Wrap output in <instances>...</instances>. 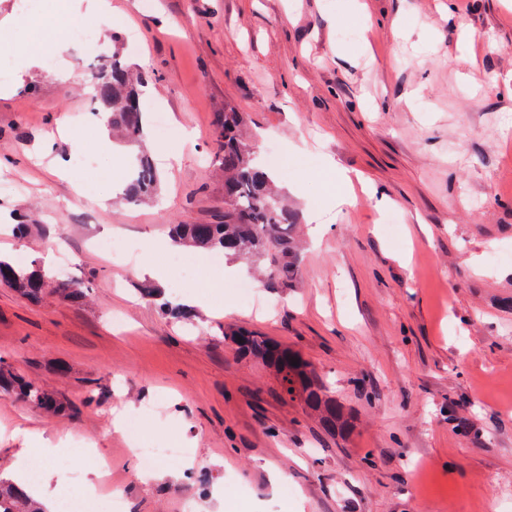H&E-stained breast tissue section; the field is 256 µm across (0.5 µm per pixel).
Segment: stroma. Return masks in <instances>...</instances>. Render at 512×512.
<instances>
[{
    "mask_svg": "<svg viewBox=\"0 0 512 512\" xmlns=\"http://www.w3.org/2000/svg\"><path fill=\"white\" fill-rule=\"evenodd\" d=\"M106 52L142 79L157 190L130 203L134 151L101 132L69 41L54 69H21L14 45L47 19L72 23L69 0L28 13L0 0V252L73 258L79 302H30L0 284V356L72 405L51 417L0 395V474L30 449L82 462L92 439L112 459L126 512H512V0H111ZM60 69L70 79L57 77ZM243 112L278 174L300 240L291 287H262V310L194 259L196 323L178 321L184 272L169 266L176 224L224 219L214 117ZM82 134H74V123ZM193 133L183 141L182 130ZM87 156L91 172L51 173ZM390 200L329 208L314 180L326 160ZM323 227L315 229L313 215ZM33 226L27 237L13 224ZM154 245L100 253L97 239ZM160 295L144 296V284ZM124 324L115 327L113 314ZM231 330L297 352L353 420L329 430L288 400L276 368L241 352ZM139 416L144 440L177 439L189 463L143 477L113 412ZM467 418L457 432L449 415Z\"/></svg>",
    "mask_w": 512,
    "mask_h": 512,
    "instance_id": "obj_1",
    "label": "stroma"
}]
</instances>
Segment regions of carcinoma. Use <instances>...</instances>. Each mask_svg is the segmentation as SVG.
Wrapping results in <instances>:
<instances>
[{
    "label": "carcinoma",
    "instance_id": "obj_1",
    "mask_svg": "<svg viewBox=\"0 0 512 512\" xmlns=\"http://www.w3.org/2000/svg\"><path fill=\"white\" fill-rule=\"evenodd\" d=\"M98 87L97 102L112 110V124L120 128L128 146L138 148L144 139V118L138 92L128 70L116 59L92 71ZM243 113L231 108L215 115L218 150L215 162L224 171V223L177 224L172 229L176 243H188L207 252H221L268 264L269 283L282 288L293 282L298 258L294 245L296 216L282 204L272 179L257 165L254 145L243 137ZM159 174L154 163L142 156L126 188V199L135 202L156 190ZM0 282L30 300L41 298L49 284L47 274L35 264L0 260ZM229 337L245 351L272 362L280 375L283 391L300 397L321 415L331 430L344 431L350 420L342 407L325 394L302 357L281 349L263 336L232 331ZM297 365H292V362ZM44 410L62 414L71 409L48 388L16 373L0 357V393ZM0 512H49L48 507L0 477Z\"/></svg>",
    "mask_w": 512,
    "mask_h": 512
}]
</instances>
